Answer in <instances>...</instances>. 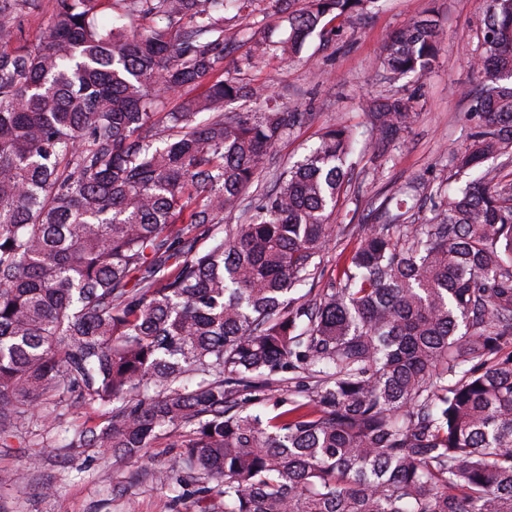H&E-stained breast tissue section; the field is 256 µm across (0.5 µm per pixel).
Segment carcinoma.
I'll list each match as a JSON object with an SVG mask.
<instances>
[{
  "instance_id": "obj_1",
  "label": "carcinoma",
  "mask_w": 512,
  "mask_h": 512,
  "mask_svg": "<svg viewBox=\"0 0 512 512\" xmlns=\"http://www.w3.org/2000/svg\"><path fill=\"white\" fill-rule=\"evenodd\" d=\"M255 0H54L48 34L0 0V440L47 401L97 405L69 447L141 455L169 428L180 451L147 476L223 512H512V0H490L475 94L481 121L453 156L476 173L434 196L409 186L370 212L339 283L297 294L335 231L357 136L325 129L273 188L224 224L266 157L307 119L230 75L224 13ZM378 0L288 4L298 57ZM138 18L142 31L129 32ZM426 14L380 57L429 71ZM181 99L159 111L166 96ZM374 158L401 143L414 98L369 103ZM430 207L432 217L418 223ZM215 244L198 251V238ZM298 369L305 400L253 412L244 391ZM51 13L31 14L21 18L19 24L23 31V37L30 43H37L45 34L50 23Z\"/></svg>"
}]
</instances>
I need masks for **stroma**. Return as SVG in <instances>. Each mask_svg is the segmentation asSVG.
I'll list each match as a JSON object with an SVG mask.
<instances>
[{
  "label": "stroma",
  "instance_id": "obj_1",
  "mask_svg": "<svg viewBox=\"0 0 512 512\" xmlns=\"http://www.w3.org/2000/svg\"><path fill=\"white\" fill-rule=\"evenodd\" d=\"M481 0H380L366 19L339 21L331 44L314 38L301 60L284 63L272 53L257 54L254 66L241 74L253 85L264 86L288 109L310 113L311 118L287 133L267 158L259 184L270 188L285 164L300 159L324 128L346 125L364 134L368 99L389 94L415 97L419 116L403 142L390 148L381 168H374L371 152H363L346 198L335 217L343 232L334 236L321 254V275L316 285L328 287L342 274L355 250L359 232L367 223L372 205L413 180L429 192L448 185L453 175L452 154L464 150V130L478 120L463 89L482 85L475 52L481 27ZM442 21L440 53L434 68L389 82L378 64L383 45L398 29L426 11ZM242 51H256L267 38H282L285 23L267 0H258L254 11L233 18ZM102 411L90 405L70 408L57 429L46 432L29 425L22 437L0 446V470L22 472L17 484L0 487V512H201L203 505L189 497L172 503L164 488L147 478V470L169 463L181 441L179 433L161 437L142 466L115 461L111 454L92 448H71L67 442L74 428L99 420ZM40 456L39 469L28 467L30 456ZM56 488L54 498L41 495L42 484Z\"/></svg>",
  "mask_w": 512,
  "mask_h": 512
}]
</instances>
